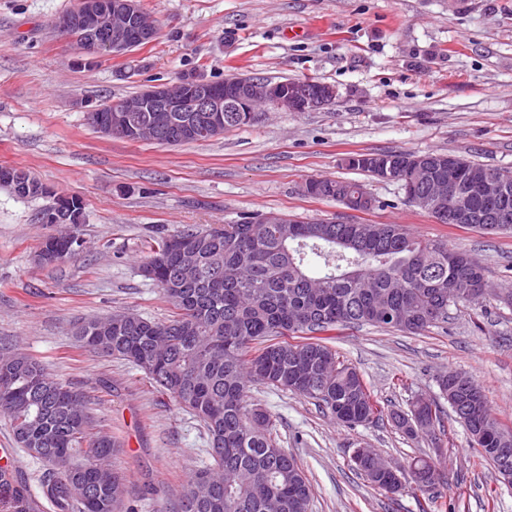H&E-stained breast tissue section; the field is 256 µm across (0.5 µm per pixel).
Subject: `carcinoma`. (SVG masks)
<instances>
[{"instance_id": "obj_1", "label": "carcinoma", "mask_w": 512, "mask_h": 512, "mask_svg": "<svg viewBox=\"0 0 512 512\" xmlns=\"http://www.w3.org/2000/svg\"><path fill=\"white\" fill-rule=\"evenodd\" d=\"M196 134L173 129L157 143L207 141L205 112H193ZM467 172L453 194L462 199L464 225L512 232L485 224L487 205L477 178L501 177L512 188V169L462 159ZM354 181L309 180L307 193L322 198L354 195ZM203 275L182 282L189 260ZM148 263L150 280L175 309L162 322L116 311L83 321L79 346L123 359L144 371L159 390L196 417L207 434L208 463L187 482L183 512H310L311 490L298 462L271 437L266 410L247 399L251 383L298 394L323 404L336 421L355 428L382 416L361 374L341 364L328 346L340 327L370 324L421 334L448 323V307L478 303L487 295L484 269L448 243L413 235L402 224H226L187 227L158 242ZM450 288H474L448 300ZM289 336L300 340L291 342ZM443 397L453 392L452 412L472 433L481 461L497 466L494 449L512 448V427L493 414L467 375L437 378ZM0 413L29 457L48 466L40 488L52 512H118L125 478L115 465L120 442L93 431L87 396L53 379L37 359L0 348ZM404 434L435 436L442 411L417 400L391 414ZM436 462L415 457L402 488L427 493L426 474ZM10 492L12 512H40L27 485L0 469V492Z\"/></svg>"}]
</instances>
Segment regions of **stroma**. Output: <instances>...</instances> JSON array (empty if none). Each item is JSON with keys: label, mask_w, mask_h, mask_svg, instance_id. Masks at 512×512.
Wrapping results in <instances>:
<instances>
[{"label": "stroma", "mask_w": 512, "mask_h": 512, "mask_svg": "<svg viewBox=\"0 0 512 512\" xmlns=\"http://www.w3.org/2000/svg\"><path fill=\"white\" fill-rule=\"evenodd\" d=\"M77 0H0V166L27 170L46 196L0 187V344L81 387L95 430L123 445L129 512H182L184 487L206 458L203 427L146 374L79 348L72 325L127 310L164 321L172 308L141 273L153 247L186 226L234 224L270 213L349 224H403L476 258L496 289L512 290V235L438 223L410 205L399 183L347 168L352 153L450 152L512 168V0H141L160 27L153 43L88 63L55 20ZM332 85V105L308 112L263 108L249 125L207 142L163 145L107 137L92 106L180 77ZM350 180L377 200L352 211L313 198L306 180ZM82 198L71 230L84 247L40 266V242L60 232L39 221L56 196ZM339 361L362 375L384 416L350 429L315 400L252 384L272 435L311 484V512H512V486L444 412L439 467L447 490L390 494L354 468L357 448L408 464L433 454L429 437L388 421L420 397L439 399L436 377L462 371L512 426V304L487 297L449 309L420 335L370 325L335 331Z\"/></svg>", "instance_id": "obj_1"}]
</instances>
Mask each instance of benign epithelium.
<instances>
[{
  "instance_id": "7a95c632",
  "label": "benign epithelium",
  "mask_w": 512,
  "mask_h": 512,
  "mask_svg": "<svg viewBox=\"0 0 512 512\" xmlns=\"http://www.w3.org/2000/svg\"><path fill=\"white\" fill-rule=\"evenodd\" d=\"M142 14L140 0H78L77 8L58 17L55 26L74 38L77 51L83 55L91 58L120 56L138 43L156 40V27L143 22ZM335 99L336 90L318 82L307 85L228 76L221 88L207 80L186 79L176 87L158 84L142 90L111 111L108 120L97 128L108 137L148 129L158 136L160 128L176 117L186 119L190 112H208L213 128L218 131L224 126L226 112H244L251 120L261 105L285 112H307L328 106ZM413 164L417 177L406 186L407 198L425 204H440L448 199V189L425 179L431 162L417 157ZM1 182L20 192L41 190L39 183L20 179L10 168L0 169ZM480 185L491 206L490 219L499 224L507 223L502 205L503 183L489 175L481 178ZM77 244L79 239L74 236L52 238L36 251L35 261L40 265L49 264L58 254L74 251Z\"/></svg>"
}]
</instances>
